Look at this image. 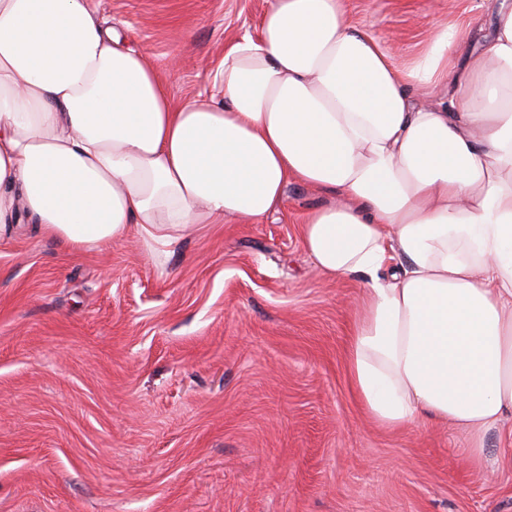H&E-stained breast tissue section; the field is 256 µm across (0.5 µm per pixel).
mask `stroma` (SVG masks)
Here are the masks:
<instances>
[{
  "label": "stroma",
  "mask_w": 512,
  "mask_h": 512,
  "mask_svg": "<svg viewBox=\"0 0 512 512\" xmlns=\"http://www.w3.org/2000/svg\"><path fill=\"white\" fill-rule=\"evenodd\" d=\"M272 0H92L180 99L204 97ZM412 59L490 0H344ZM179 57L171 67V57ZM326 194L289 183L259 222L225 220L156 259L0 240V512H512V466L467 463L453 428L374 425L344 354L360 277L302 240Z\"/></svg>",
  "instance_id": "35a3bbf8"
}]
</instances>
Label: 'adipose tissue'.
I'll return each instance as SVG.
<instances>
[{"label": "adipose tissue", "instance_id": "adipose-tissue-1", "mask_svg": "<svg viewBox=\"0 0 512 512\" xmlns=\"http://www.w3.org/2000/svg\"><path fill=\"white\" fill-rule=\"evenodd\" d=\"M327 277L363 274L345 362L387 429L435 421L512 460V7L484 47L439 28L413 59L342 0H273L178 100L89 0H0V238L32 221L93 250L168 256L199 224L257 221L289 182Z\"/></svg>", "mask_w": 512, "mask_h": 512}]
</instances>
